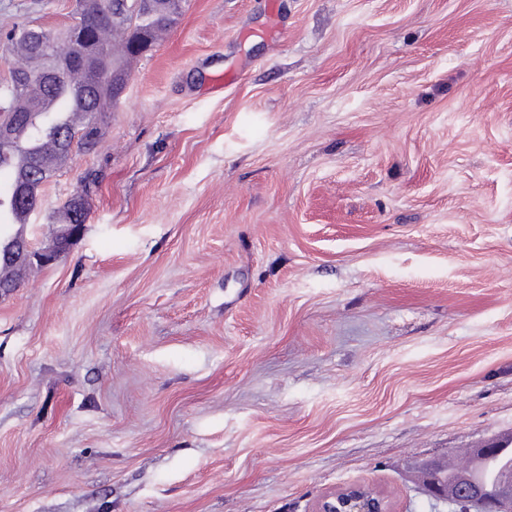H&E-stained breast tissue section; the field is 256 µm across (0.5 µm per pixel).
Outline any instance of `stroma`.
<instances>
[{
  "label": "stroma",
  "mask_w": 512,
  "mask_h": 512,
  "mask_svg": "<svg viewBox=\"0 0 512 512\" xmlns=\"http://www.w3.org/2000/svg\"><path fill=\"white\" fill-rule=\"evenodd\" d=\"M72 0H0L61 34ZM0 297V512H311L512 435V0H184ZM91 175L85 177V184L81 189L77 190L72 199L66 203L58 217L56 224H60L57 239L60 240L68 233L71 224H85L88 218L87 197L88 192L85 191L87 187H91L95 183Z\"/></svg>",
  "instance_id": "1"
}]
</instances>
